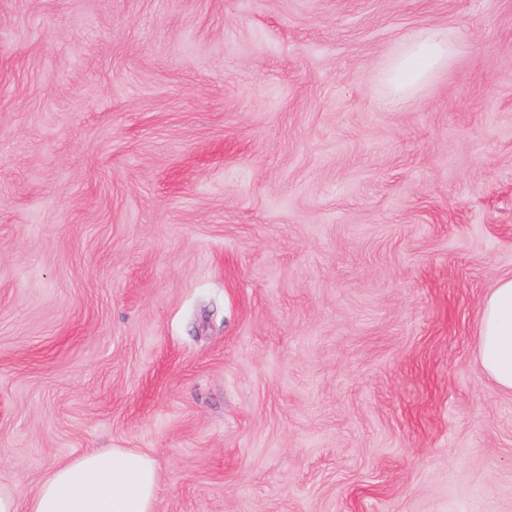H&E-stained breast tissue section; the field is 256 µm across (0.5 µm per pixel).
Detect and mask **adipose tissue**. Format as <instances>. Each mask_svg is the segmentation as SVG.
<instances>
[{"label":"adipose tissue","instance_id":"ef3b65f1","mask_svg":"<svg viewBox=\"0 0 512 512\" xmlns=\"http://www.w3.org/2000/svg\"><path fill=\"white\" fill-rule=\"evenodd\" d=\"M455 52L447 31L439 28L403 40L385 69L392 85L388 105H401ZM479 358L496 385L512 392V277L500 279L483 302ZM158 488L151 457L131 448H105L59 465L26 498L0 488V512H156Z\"/></svg>","mask_w":512,"mask_h":512}]
</instances>
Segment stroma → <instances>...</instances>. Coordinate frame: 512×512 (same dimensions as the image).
<instances>
[{"instance_id": "35a3bbf8", "label": "stroma", "mask_w": 512, "mask_h": 512, "mask_svg": "<svg viewBox=\"0 0 512 512\" xmlns=\"http://www.w3.org/2000/svg\"><path fill=\"white\" fill-rule=\"evenodd\" d=\"M506 277L512 0H0V487L135 448L157 512H512ZM455 52L447 31L439 28H429L403 40L385 69L392 85V95L386 103L391 107L401 105L412 90L448 63ZM479 358L496 385L512 392V277L500 279L483 302Z\"/></svg>"}]
</instances>
